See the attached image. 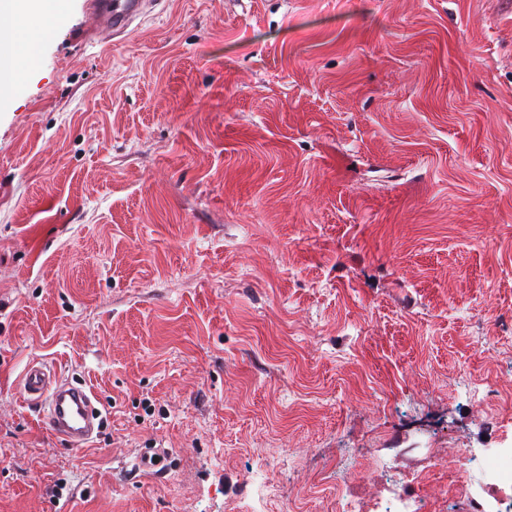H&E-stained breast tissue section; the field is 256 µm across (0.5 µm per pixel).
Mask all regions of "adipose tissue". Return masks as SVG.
<instances>
[{
    "label": "adipose tissue",
    "instance_id": "adipose-tissue-1",
    "mask_svg": "<svg viewBox=\"0 0 512 512\" xmlns=\"http://www.w3.org/2000/svg\"><path fill=\"white\" fill-rule=\"evenodd\" d=\"M59 0H0V16L11 23L0 26V97L19 82L16 60L31 63L41 42L50 34L46 23L49 9Z\"/></svg>",
    "mask_w": 512,
    "mask_h": 512
}]
</instances>
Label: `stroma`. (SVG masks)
<instances>
[{"instance_id":"35a3bbf8","label":"stroma","mask_w":512,"mask_h":512,"mask_svg":"<svg viewBox=\"0 0 512 512\" xmlns=\"http://www.w3.org/2000/svg\"><path fill=\"white\" fill-rule=\"evenodd\" d=\"M58 14L0 106V512H339L512 445V0H162L103 50ZM20 391L27 402L38 407L45 429L69 446L84 447L100 432V399L83 384H72L55 369L29 365L23 373Z\"/></svg>"}]
</instances>
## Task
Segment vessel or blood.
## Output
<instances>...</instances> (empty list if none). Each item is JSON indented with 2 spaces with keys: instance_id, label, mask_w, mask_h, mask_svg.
I'll return each instance as SVG.
<instances>
[{
  "instance_id": "1",
  "label": "vessel or blood",
  "mask_w": 512,
  "mask_h": 512,
  "mask_svg": "<svg viewBox=\"0 0 512 512\" xmlns=\"http://www.w3.org/2000/svg\"><path fill=\"white\" fill-rule=\"evenodd\" d=\"M160 0H84L83 10L98 36H125ZM23 398L37 406L45 429L69 446L81 448L97 436L102 411L95 393L71 383L56 370L32 364L24 371Z\"/></svg>"
}]
</instances>
